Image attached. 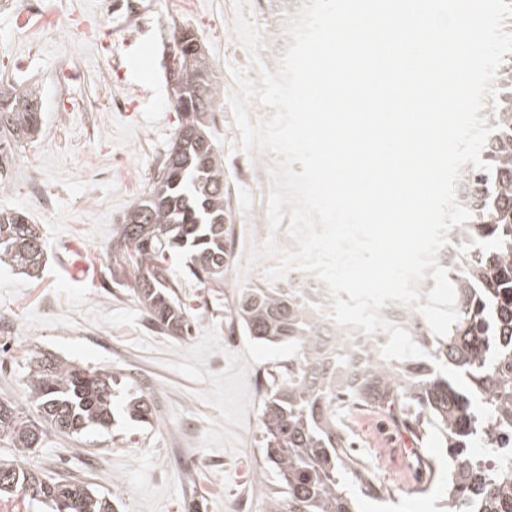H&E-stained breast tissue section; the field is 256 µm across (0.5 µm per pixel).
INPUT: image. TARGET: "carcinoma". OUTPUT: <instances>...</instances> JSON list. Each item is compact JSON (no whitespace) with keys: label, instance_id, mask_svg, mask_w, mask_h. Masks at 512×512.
Here are the masks:
<instances>
[{"label":"carcinoma","instance_id":"obj_1","mask_svg":"<svg viewBox=\"0 0 512 512\" xmlns=\"http://www.w3.org/2000/svg\"><path fill=\"white\" fill-rule=\"evenodd\" d=\"M303 0H265L263 14L275 42L286 40V18ZM174 106L181 120L174 142L149 191L124 216L113 234L116 265L123 266L148 316L167 333L188 334L190 319L177 281L164 266L165 254L183 252L190 273L207 281L224 279V163L211 147L205 120L214 111L219 86L212 65L188 31L176 43ZM498 128L487 138L486 173L466 175L468 222L457 227V245L446 267L456 287L459 319L444 337L425 319L407 311L398 325L429 357L386 361L381 355L361 371L336 348L333 335L311 298L288 277L239 289L233 299L244 335L288 346V363L267 372L269 391L260 421L264 455L280 484L266 512H355L344 490L352 474L365 486L347 456L336 405L382 410L405 426H436L448 448L447 512H512V463L494 460L512 448V70L499 68L494 110ZM41 106L32 90L0 79V142L19 146L38 134ZM40 226L26 213L0 209V262L39 276L45 260ZM108 367L81 368L44 354L27 375L32 417L0 401V439L16 448L41 447L47 431L65 436L90 427L112 428L116 411ZM123 414L145 422L149 395L135 394ZM0 494L32 484L57 512H113L112 504L87 483L61 477L50 483L11 461H0Z\"/></svg>","mask_w":512,"mask_h":512}]
</instances>
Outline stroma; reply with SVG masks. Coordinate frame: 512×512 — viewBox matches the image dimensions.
<instances>
[{
	"mask_svg": "<svg viewBox=\"0 0 512 512\" xmlns=\"http://www.w3.org/2000/svg\"><path fill=\"white\" fill-rule=\"evenodd\" d=\"M33 2L22 19L0 9V74L34 89L44 108L40 134L13 156L0 208L39 225L47 258L35 279L0 265V399L28 405V359L43 353L111 367L122 378L118 393H149L154 415L77 439L50 435L24 452L0 440V461L46 481H85L115 512H266L278 485L262 454L265 373L288 349L242 334L232 302L264 279L245 263L248 245L269 234L276 157L238 146L232 71L258 73L234 36L233 0H141L138 18L107 12L105 0ZM185 28L222 91L208 134L224 161L233 233L221 286L200 283L182 258L169 259L191 319L189 336L179 338L149 322L133 288L113 284L112 232L174 141L170 70L174 35ZM338 416L357 462L390 485L376 497L346 481L358 512H443L448 451L436 427L411 439L396 469L383 451L403 430L386 413L345 406Z\"/></svg>",
	"mask_w": 512,
	"mask_h": 512,
	"instance_id": "35a3bbf8",
	"label": "stroma"
}]
</instances>
